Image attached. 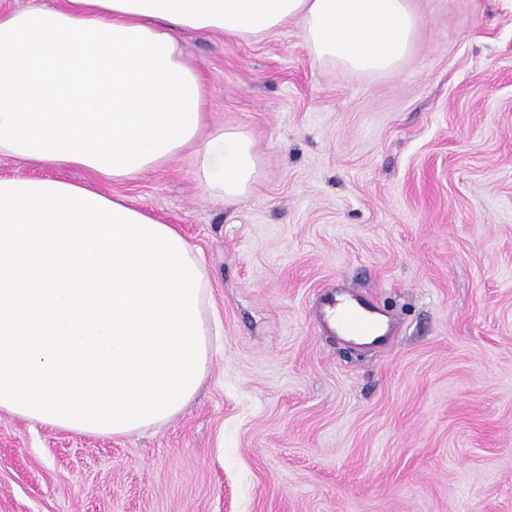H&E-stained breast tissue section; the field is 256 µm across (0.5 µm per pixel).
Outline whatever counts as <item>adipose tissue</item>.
<instances>
[{"instance_id": "ef3b65f1", "label": "adipose tissue", "mask_w": 512, "mask_h": 512, "mask_svg": "<svg viewBox=\"0 0 512 512\" xmlns=\"http://www.w3.org/2000/svg\"><path fill=\"white\" fill-rule=\"evenodd\" d=\"M298 24L317 62L391 73L410 0H33L0 12V155L133 181L193 147L212 198L252 188L248 135L199 132L206 82L178 31L260 40ZM200 252L152 213L89 187L0 178V410L125 435L175 418L211 359Z\"/></svg>"}]
</instances>
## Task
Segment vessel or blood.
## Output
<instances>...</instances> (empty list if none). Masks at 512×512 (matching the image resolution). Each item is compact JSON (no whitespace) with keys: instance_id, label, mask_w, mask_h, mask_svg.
Wrapping results in <instances>:
<instances>
[{"instance_id":"b4317fda","label":"vessel or blood","mask_w":512,"mask_h":512,"mask_svg":"<svg viewBox=\"0 0 512 512\" xmlns=\"http://www.w3.org/2000/svg\"><path fill=\"white\" fill-rule=\"evenodd\" d=\"M321 315L341 335L362 344L378 343L388 333L385 323L376 317L373 310L345 294L329 297Z\"/></svg>"}]
</instances>
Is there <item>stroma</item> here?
<instances>
[{"label": "stroma", "mask_w": 512, "mask_h": 512, "mask_svg": "<svg viewBox=\"0 0 512 512\" xmlns=\"http://www.w3.org/2000/svg\"><path fill=\"white\" fill-rule=\"evenodd\" d=\"M391 74L183 32L206 126L248 133L259 177L211 200L190 152L95 189L201 252L221 331L198 395L142 434L0 412V512H512V0H411ZM90 181L0 156V177ZM352 292L388 345L325 329Z\"/></svg>", "instance_id": "stroma-1"}]
</instances>
